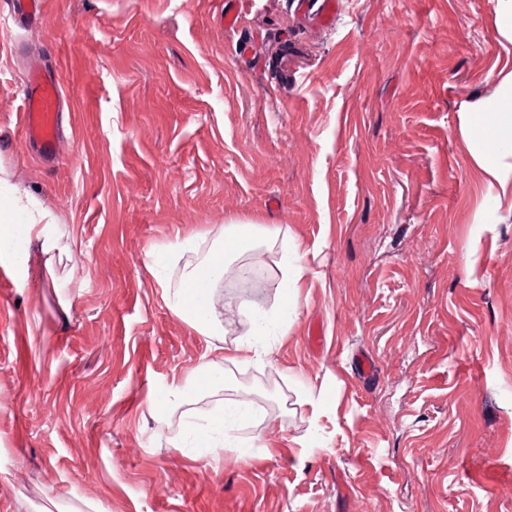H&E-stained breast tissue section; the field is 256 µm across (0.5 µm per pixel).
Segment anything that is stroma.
<instances>
[{
  "mask_svg": "<svg viewBox=\"0 0 512 512\" xmlns=\"http://www.w3.org/2000/svg\"><path fill=\"white\" fill-rule=\"evenodd\" d=\"M321 9L44 0L19 30L0 0V211L27 191L65 248L48 270L31 245L24 282L0 254V512H512V210L459 128L512 72L497 0ZM31 67L67 99L52 164L21 123ZM231 222L279 229L271 285L222 291V383L158 413L210 345L152 257L193 239L179 287ZM248 313L275 329L261 363ZM228 401L255 417L227 451L173 450ZM189 383L173 376L163 387L164 392L158 398L152 396V403L159 413L170 412L190 398Z\"/></svg>",
  "mask_w": 512,
  "mask_h": 512,
  "instance_id": "obj_1",
  "label": "stroma"
}]
</instances>
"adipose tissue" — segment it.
<instances>
[{"label":"adipose tissue","mask_w":512,"mask_h":512,"mask_svg":"<svg viewBox=\"0 0 512 512\" xmlns=\"http://www.w3.org/2000/svg\"><path fill=\"white\" fill-rule=\"evenodd\" d=\"M462 132L483 174L487 197L497 205L512 208V166L505 164L506 159H512V73L502 78L501 94L490 102L487 111L464 113ZM10 211L26 215L23 226L26 242L39 243L45 253L52 249V221L46 211L32 208L25 191L15 190ZM260 234L255 224L225 225L223 248L211 251L202 262L187 269L180 287L165 289L166 305L201 335L211 338L223 335L224 310L218 305V287L228 265L242 255L244 242ZM248 418L244 404L225 406L207 425L187 431L175 448L179 451L186 448L223 450L225 428Z\"/></svg>","instance_id":"ef3b65f1"}]
</instances>
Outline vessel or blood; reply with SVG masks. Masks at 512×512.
<instances>
[{
    "mask_svg": "<svg viewBox=\"0 0 512 512\" xmlns=\"http://www.w3.org/2000/svg\"><path fill=\"white\" fill-rule=\"evenodd\" d=\"M23 128L27 138L35 142L44 155H55L58 145L61 88L57 81L40 72H27L23 78Z\"/></svg>",
    "mask_w": 512,
    "mask_h": 512,
    "instance_id": "1",
    "label": "vessel or blood"
}]
</instances>
